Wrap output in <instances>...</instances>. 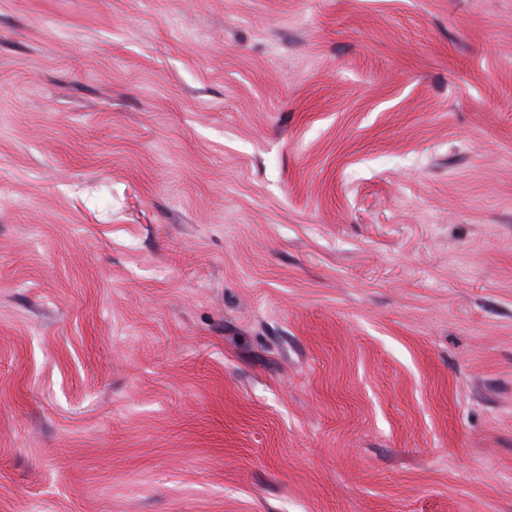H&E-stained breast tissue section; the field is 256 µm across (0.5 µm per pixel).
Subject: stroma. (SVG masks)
<instances>
[{
	"label": "stroma",
	"instance_id": "35a3bbf8",
	"mask_svg": "<svg viewBox=\"0 0 512 512\" xmlns=\"http://www.w3.org/2000/svg\"><path fill=\"white\" fill-rule=\"evenodd\" d=\"M0 512H512V0H0Z\"/></svg>",
	"mask_w": 512,
	"mask_h": 512
}]
</instances>
